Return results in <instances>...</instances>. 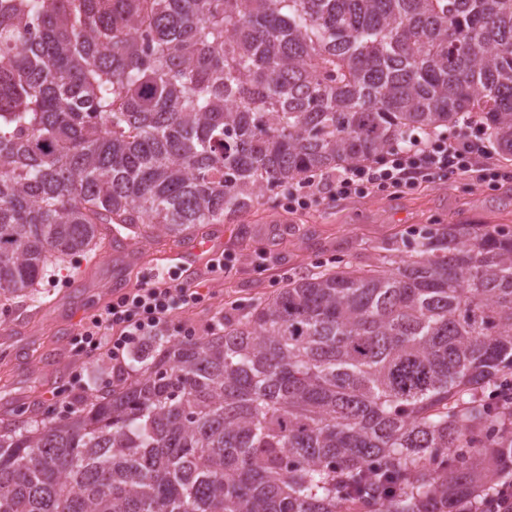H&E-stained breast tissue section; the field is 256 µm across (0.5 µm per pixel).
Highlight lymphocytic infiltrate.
Segmentation results:
<instances>
[{
  "mask_svg": "<svg viewBox=\"0 0 512 512\" xmlns=\"http://www.w3.org/2000/svg\"><path fill=\"white\" fill-rule=\"evenodd\" d=\"M486 133L464 130L456 139L445 135L411 136L389 156L366 165H354L320 178H310L289 189V210L310 209L325 201L354 195L383 193L412 186L417 180L441 181L456 175L474 176L485 183L501 178L491 163ZM203 299L197 286L161 275L106 304L82 327L81 347L108 348L115 368H122L125 354L145 337L154 335L178 309L196 306Z\"/></svg>",
  "mask_w": 512,
  "mask_h": 512,
  "instance_id": "f902f5d3",
  "label": "lymphocytic infiltrate"
}]
</instances>
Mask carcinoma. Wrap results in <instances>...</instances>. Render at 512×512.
<instances>
[{
  "mask_svg": "<svg viewBox=\"0 0 512 512\" xmlns=\"http://www.w3.org/2000/svg\"><path fill=\"white\" fill-rule=\"evenodd\" d=\"M465 122L512 156V0H0V299L112 224L187 235ZM150 344L0 428V512H497L512 477L509 229Z\"/></svg>",
  "mask_w": 512,
  "mask_h": 512,
  "instance_id": "cac0c4a2",
  "label": "carcinoma"
}]
</instances>
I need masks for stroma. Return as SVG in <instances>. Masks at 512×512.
I'll return each instance as SVG.
<instances>
[{"instance_id":"stroma-1","label":"stroma","mask_w":512,"mask_h":512,"mask_svg":"<svg viewBox=\"0 0 512 512\" xmlns=\"http://www.w3.org/2000/svg\"><path fill=\"white\" fill-rule=\"evenodd\" d=\"M506 176L477 185L464 177L421 183L395 193L325 202L292 212L279 191H264L238 218L224 222L214 244L195 252L189 242L124 229L96 258L76 255L49 266L34 295L0 308V422L11 415L40 419L55 399L81 407L117 377L106 350L87 356L77 349L81 324L143 279L176 270L199 285L204 298L173 316L163 335L177 341L184 326L209 333L223 316L276 294L289 280L309 276L342 260L355 267L376 263L434 224L499 225L512 229V162ZM223 254V268L208 261Z\"/></svg>"}]
</instances>
